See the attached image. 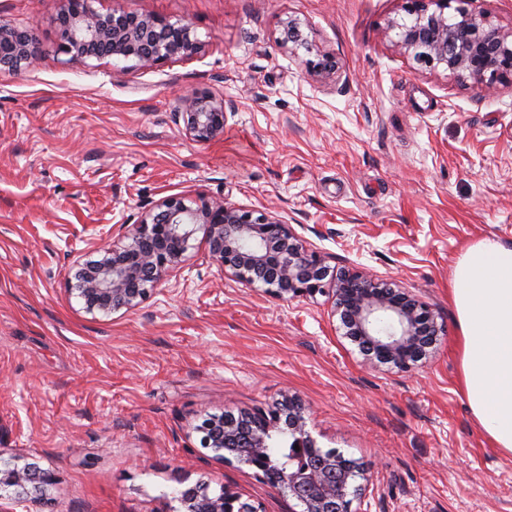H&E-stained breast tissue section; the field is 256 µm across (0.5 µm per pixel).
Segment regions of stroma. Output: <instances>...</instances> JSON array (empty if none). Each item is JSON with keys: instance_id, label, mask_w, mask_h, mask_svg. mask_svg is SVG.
<instances>
[{"instance_id": "stroma-1", "label": "stroma", "mask_w": 512, "mask_h": 512, "mask_svg": "<svg viewBox=\"0 0 512 512\" xmlns=\"http://www.w3.org/2000/svg\"><path fill=\"white\" fill-rule=\"evenodd\" d=\"M61 0H0L33 63L0 72V463L50 470L43 512H172L198 483L255 512H302L255 468L217 458L201 427L306 407L318 446L355 462L350 512H512V455L460 387L449 285L469 243L512 245V85L484 93L394 45L403 0H91L187 20L197 55L150 69L71 61ZM299 21L310 50L278 43ZM332 54L336 75L308 72ZM205 89L233 110L201 144L172 118ZM277 215L336 270L395 283L441 332L409 372L366 365L327 295L288 302L196 245L137 308L91 316L68 255L116 240L160 198Z\"/></svg>"}]
</instances>
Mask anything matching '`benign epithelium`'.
<instances>
[{
    "label": "benign epithelium",
    "mask_w": 512,
    "mask_h": 512,
    "mask_svg": "<svg viewBox=\"0 0 512 512\" xmlns=\"http://www.w3.org/2000/svg\"><path fill=\"white\" fill-rule=\"evenodd\" d=\"M64 2L57 29L60 48L72 61L110 58L148 69L172 58H190L200 50L186 21L171 23L122 10L103 15L89 0ZM466 2L405 0V15L388 24L396 32L395 46L417 64L442 68L484 92L512 83V31L502 30L484 13L468 10ZM279 43L292 52L301 47L311 51L295 19L282 21ZM37 53L33 34L0 20L1 72L24 68ZM306 67L318 77L336 73V61L326 54L307 60ZM179 102L174 120L183 123L188 138L208 143L224 134V98L194 90ZM199 229L208 257L237 280L284 301L328 295L342 336L357 346L371 367L409 370L428 355L438 336L437 320L425 302L362 272H331L324 257L307 248L284 220L226 201L180 194L162 197L138 223L122 225L118 240L95 246L74 261L66 275L67 291L92 316L134 309L183 266ZM283 428L299 447H317L306 429L305 409L289 397L265 414L222 419L202 441L220 459L225 448L242 444L248 449L245 463L266 476L276 471L274 482L303 505L302 512H348L356 471L339 470L330 461L273 469L269 442ZM51 482L52 474L45 469L17 464L0 468V512H9L1 502L19 506ZM179 501L180 512H255L226 489L202 501L188 494Z\"/></svg>",
    "instance_id": "benign-epithelium-1"
}]
</instances>
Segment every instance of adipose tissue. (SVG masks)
I'll use <instances>...</instances> for the list:
<instances>
[{
	"instance_id": "1",
	"label": "adipose tissue",
	"mask_w": 512,
	"mask_h": 512,
	"mask_svg": "<svg viewBox=\"0 0 512 512\" xmlns=\"http://www.w3.org/2000/svg\"><path fill=\"white\" fill-rule=\"evenodd\" d=\"M451 298L471 413L512 454V247L492 238L470 244L454 268Z\"/></svg>"
}]
</instances>
